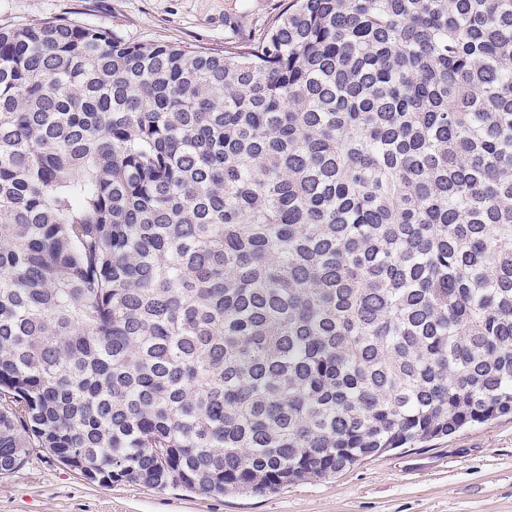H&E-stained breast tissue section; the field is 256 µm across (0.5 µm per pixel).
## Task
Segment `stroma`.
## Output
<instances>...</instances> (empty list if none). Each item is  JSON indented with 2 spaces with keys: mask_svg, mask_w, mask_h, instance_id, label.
<instances>
[{
  "mask_svg": "<svg viewBox=\"0 0 512 512\" xmlns=\"http://www.w3.org/2000/svg\"><path fill=\"white\" fill-rule=\"evenodd\" d=\"M288 0H0V28L56 17L212 53L257 40ZM0 512H512V416L264 496L99 486L46 451L0 475Z\"/></svg>",
  "mask_w": 512,
  "mask_h": 512,
  "instance_id": "stroma-1",
  "label": "stroma"
}]
</instances>
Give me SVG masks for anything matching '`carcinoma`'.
I'll use <instances>...</instances> for the list:
<instances>
[{
    "label": "carcinoma",
    "mask_w": 512,
    "mask_h": 512,
    "mask_svg": "<svg viewBox=\"0 0 512 512\" xmlns=\"http://www.w3.org/2000/svg\"><path fill=\"white\" fill-rule=\"evenodd\" d=\"M506 415L512 0L0 29V474L263 496Z\"/></svg>",
    "instance_id": "cac0c4a2"
}]
</instances>
